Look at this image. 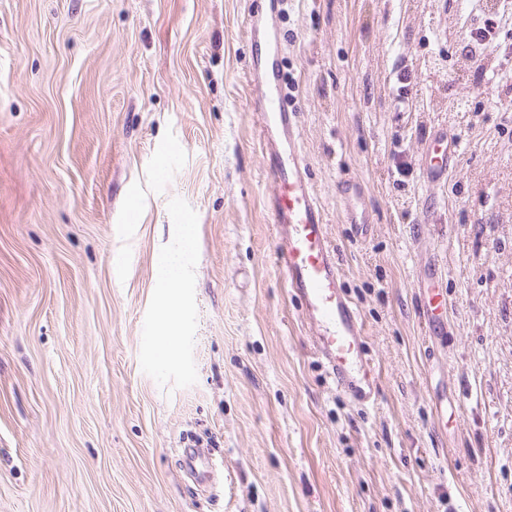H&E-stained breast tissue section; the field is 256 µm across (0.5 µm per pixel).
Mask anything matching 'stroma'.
<instances>
[{
    "label": "stroma",
    "mask_w": 512,
    "mask_h": 512,
    "mask_svg": "<svg viewBox=\"0 0 512 512\" xmlns=\"http://www.w3.org/2000/svg\"><path fill=\"white\" fill-rule=\"evenodd\" d=\"M500 2L0 0V512H512V79L469 40ZM254 6L366 325L368 407L274 262ZM438 128L461 148L430 185ZM343 168L368 237L336 203ZM194 442L224 464L215 492L183 471ZM195 251L193 228L190 224L182 225L180 229L178 246L169 250L164 257V264L175 271L184 269Z\"/></svg>",
    "instance_id": "1"
}]
</instances>
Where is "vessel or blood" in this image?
<instances>
[{"label": "vessel or blood", "instance_id": "1", "mask_svg": "<svg viewBox=\"0 0 512 512\" xmlns=\"http://www.w3.org/2000/svg\"><path fill=\"white\" fill-rule=\"evenodd\" d=\"M249 78L260 112L258 133L265 152V176L273 186L269 206L277 228L274 261L285 274L289 293L299 299L314 326L313 350L337 388L360 404L372 403L378 386L376 366L364 349L360 312L341 286V268L323 205L307 173L298 114L285 102L283 78L275 61L255 59ZM459 151L454 134L445 130L434 134L423 167L428 183L447 179ZM363 194L357 178L338 175L336 198L347 223L361 236L372 224L360 204ZM180 458L197 482L210 480L213 465L205 454L184 448Z\"/></svg>", "mask_w": 512, "mask_h": 512}]
</instances>
